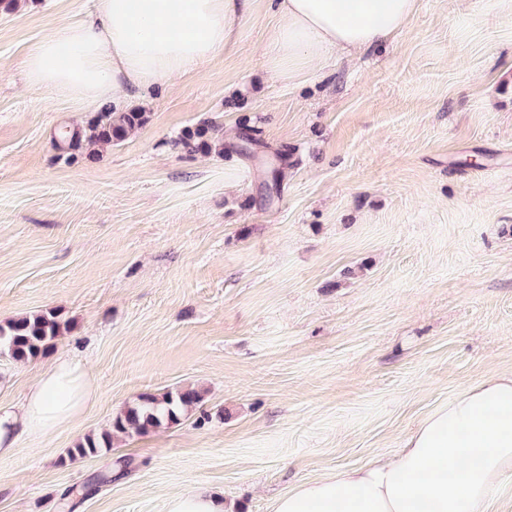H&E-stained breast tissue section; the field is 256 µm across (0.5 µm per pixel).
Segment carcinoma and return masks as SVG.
Here are the masks:
<instances>
[{"mask_svg":"<svg viewBox=\"0 0 512 512\" xmlns=\"http://www.w3.org/2000/svg\"><path fill=\"white\" fill-rule=\"evenodd\" d=\"M149 121V113L138 107L117 110L102 106L81 125H60L51 136L58 158L72 164L96 155V148L126 140ZM174 145L189 153L224 155L223 125L204 119L184 129ZM68 322L53 311L21 315L0 324V354L15 361H28L43 354L51 342L68 331ZM204 399L194 387H180L162 393H143L112 418L111 428L98 436H87L69 450V458L95 456L112 448L118 434L146 433L180 423L182 415Z\"/></svg>","mask_w":512,"mask_h":512,"instance_id":"obj_1","label":"carcinoma"}]
</instances>
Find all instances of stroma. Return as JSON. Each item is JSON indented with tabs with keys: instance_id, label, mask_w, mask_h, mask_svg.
Listing matches in <instances>:
<instances>
[{
	"instance_id": "stroma-1",
	"label": "stroma",
	"mask_w": 512,
	"mask_h": 512,
	"mask_svg": "<svg viewBox=\"0 0 512 512\" xmlns=\"http://www.w3.org/2000/svg\"><path fill=\"white\" fill-rule=\"evenodd\" d=\"M93 9L0 10V323L70 324L36 359L0 356V406L58 357L98 388L76 424L0 457V512H168L200 483L270 512L394 458L428 413L512 370V0H418L383 48L289 81L254 0L233 48L131 97L142 129L67 164L53 129L94 111L25 61ZM214 117L228 144L255 128L250 154L174 146ZM188 385L205 402L179 425L68 459L140 394ZM121 457L128 474L92 488Z\"/></svg>"
}]
</instances>
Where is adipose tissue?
I'll list each match as a JSON object with an SVG mask.
<instances>
[{
    "instance_id": "1",
    "label": "adipose tissue",
    "mask_w": 512,
    "mask_h": 512,
    "mask_svg": "<svg viewBox=\"0 0 512 512\" xmlns=\"http://www.w3.org/2000/svg\"><path fill=\"white\" fill-rule=\"evenodd\" d=\"M417 0H270L265 54L293 77L328 53L381 46L410 24ZM253 0H96L29 53V81L88 104L121 107L131 93L198 67L235 42ZM91 375L60 357L21 403L0 407V456L21 438L74 424L96 397ZM512 475V372L485 379L423 417L391 460L316 478L276 498L272 512H486Z\"/></svg>"
}]
</instances>
